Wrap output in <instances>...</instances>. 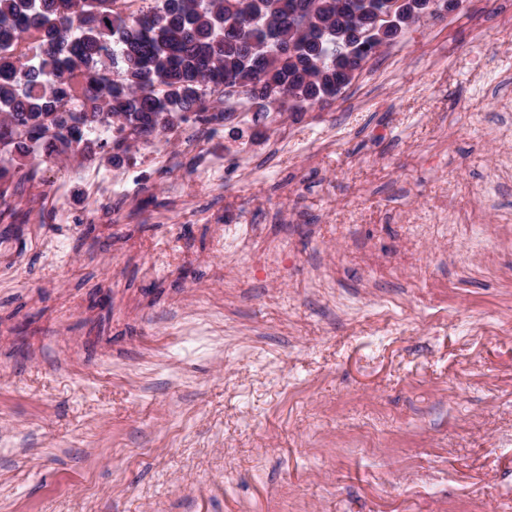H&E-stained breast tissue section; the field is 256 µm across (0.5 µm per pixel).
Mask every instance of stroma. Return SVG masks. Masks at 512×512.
<instances>
[{
    "label": "stroma",
    "mask_w": 512,
    "mask_h": 512,
    "mask_svg": "<svg viewBox=\"0 0 512 512\" xmlns=\"http://www.w3.org/2000/svg\"><path fill=\"white\" fill-rule=\"evenodd\" d=\"M488 2L299 115L25 158L0 512H512V0ZM229 214L284 244L278 280Z\"/></svg>",
    "instance_id": "obj_1"
}]
</instances>
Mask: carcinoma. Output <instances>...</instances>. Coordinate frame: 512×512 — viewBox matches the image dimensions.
Segmentation results:
<instances>
[{
    "instance_id": "cac0c4a2",
    "label": "carcinoma",
    "mask_w": 512,
    "mask_h": 512,
    "mask_svg": "<svg viewBox=\"0 0 512 512\" xmlns=\"http://www.w3.org/2000/svg\"><path fill=\"white\" fill-rule=\"evenodd\" d=\"M0 0V180L38 149L91 150L100 125L117 147L171 131L188 113L224 121L219 97L283 115L338 97L381 47L437 0H403L382 30L353 0ZM32 39L25 55L14 47ZM345 37L368 46L336 58Z\"/></svg>"
}]
</instances>
